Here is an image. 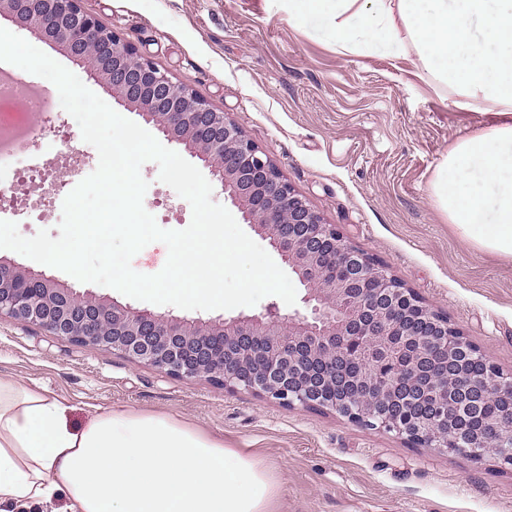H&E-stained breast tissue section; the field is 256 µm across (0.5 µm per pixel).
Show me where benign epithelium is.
Returning <instances> with one entry per match:
<instances>
[{
  "mask_svg": "<svg viewBox=\"0 0 512 512\" xmlns=\"http://www.w3.org/2000/svg\"><path fill=\"white\" fill-rule=\"evenodd\" d=\"M82 0H0V13L95 62L112 96L135 105L199 157L243 220L305 288L308 311L222 321L106 305L0 261V318L107 348L174 377L219 382L288 407L334 412L413 446L512 466V409L482 433L461 426L481 402L512 393V375L296 194L224 113L177 86Z\"/></svg>",
  "mask_w": 512,
  "mask_h": 512,
  "instance_id": "obj_1",
  "label": "benign epithelium"
}]
</instances>
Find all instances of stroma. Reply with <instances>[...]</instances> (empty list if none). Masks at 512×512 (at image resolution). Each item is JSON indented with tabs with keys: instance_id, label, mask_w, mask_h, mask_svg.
Here are the masks:
<instances>
[{
	"instance_id": "obj_1",
	"label": "stroma",
	"mask_w": 512,
	"mask_h": 512,
	"mask_svg": "<svg viewBox=\"0 0 512 512\" xmlns=\"http://www.w3.org/2000/svg\"><path fill=\"white\" fill-rule=\"evenodd\" d=\"M83 8L145 53L178 85L234 121L296 193L347 240L381 261L471 342L512 374V261L474 248L437 206L431 185L464 135L498 124L492 113L455 108L419 76L415 57L342 56L321 23L298 30L288 0H82ZM76 73L99 97L108 88L58 44L0 15ZM32 140L54 176L35 186L65 197L98 164L75 142L57 157L54 128L77 129L67 112L28 115ZM141 168L146 211L166 230L186 228L188 201ZM0 261L45 273L110 304L118 291L0 249ZM0 376L38 384L85 423L95 407L165 414L257 454L278 483L274 512H512V467L495 457L417 448L332 412L291 409L205 380L168 376L108 349L91 350L46 329L0 319Z\"/></svg>"
}]
</instances>
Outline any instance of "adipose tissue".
Here are the masks:
<instances>
[{
    "label": "adipose tissue",
    "mask_w": 512,
    "mask_h": 512,
    "mask_svg": "<svg viewBox=\"0 0 512 512\" xmlns=\"http://www.w3.org/2000/svg\"><path fill=\"white\" fill-rule=\"evenodd\" d=\"M327 26L341 55H416L453 105L502 121L461 138L432 194L461 237L512 260V0H288V21ZM68 405L0 377V504L61 512H267V469L223 440L163 415Z\"/></svg>",
    "instance_id": "adipose-tissue-1"
}]
</instances>
